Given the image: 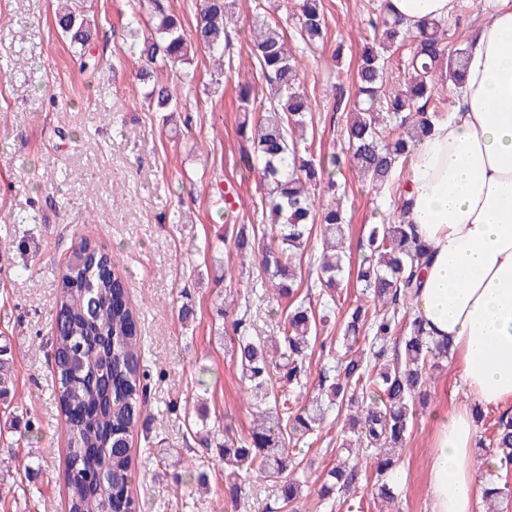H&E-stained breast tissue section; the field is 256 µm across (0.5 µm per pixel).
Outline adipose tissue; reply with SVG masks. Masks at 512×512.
<instances>
[{
  "instance_id": "ef3b65f1",
  "label": "adipose tissue",
  "mask_w": 512,
  "mask_h": 512,
  "mask_svg": "<svg viewBox=\"0 0 512 512\" xmlns=\"http://www.w3.org/2000/svg\"><path fill=\"white\" fill-rule=\"evenodd\" d=\"M469 45L454 112L413 149L407 218L429 263L414 312L448 339L477 402H512V0H492ZM455 0H390L404 26L445 20ZM433 512H474L475 424L467 406L436 415Z\"/></svg>"
}]
</instances>
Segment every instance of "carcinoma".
Listing matches in <instances>:
<instances>
[{
  "label": "carcinoma",
  "mask_w": 512,
  "mask_h": 512,
  "mask_svg": "<svg viewBox=\"0 0 512 512\" xmlns=\"http://www.w3.org/2000/svg\"><path fill=\"white\" fill-rule=\"evenodd\" d=\"M151 4L153 34L141 38L144 21L134 14L124 25V43L127 53L144 59L137 80L145 86V98L161 112H177L181 102L173 94L172 79L192 85L194 76L186 65L199 48L224 59L235 23L234 0H202L189 31L164 0ZM378 11L369 20L371 43L358 62L356 99L344 113L343 125L352 169L379 193L397 189L399 214L389 224L370 225L363 243L370 255L357 272L364 300L343 314L337 373L332 377L329 369H322L316 394L302 406L298 393L308 386L311 352L326 347L319 341L325 317L316 316L314 302L326 309L344 287L343 242L348 229L340 205L317 208L315 187H336L343 161L335 153L316 154L314 141L300 134L312 122V109L300 86L288 36L280 24L258 11L254 14L252 52L272 97L261 105L250 161L263 190L261 210L275 223L276 235L257 247L260 225L242 224L233 250L244 260L261 253L275 294L290 300V305L283 335L271 344L247 332V304L224 325L258 417L247 434L235 432L226 422L224 442L206 443L216 447L224 462V497L231 500L246 495L257 475L279 484L282 506H292L302 496L313 463L292 457L287 445L318 435L329 412L351 408L355 414L337 436L336 465L323 474L317 506L333 508V495L356 487L354 460L361 455L373 459L376 495L394 500L386 476L395 466L417 405L424 404L429 372L452 354L449 341L430 336L414 314L417 276L427 255L414 225L403 220L407 207L400 174L412 149L439 119L426 111L437 80L460 85L468 48L447 44L440 21L412 31L390 14L389 3L380 4ZM57 26L73 43L84 46L90 40V20L80 0H71L57 16ZM295 27L308 46L324 41L323 0H299ZM407 39L413 42L407 70L396 90L383 97L386 53ZM316 225L322 253L304 279L298 252ZM111 264L109 252L82 238L71 247L59 273L51 375L67 423L68 512H135L127 489L132 475L129 437L141 421L149 373L143 365L139 317L128 301L124 279L107 271ZM395 338L396 360L387 361L386 346ZM272 368L282 373L277 386L271 383ZM485 454L497 457L503 469L512 467V413L504 411L494 421ZM183 468L184 473L174 474L178 485L184 484L185 476L201 489L207 485L206 471L192 463ZM511 498L512 490L496 482L483 488L488 512H496Z\"/></svg>",
  "instance_id": "1"
}]
</instances>
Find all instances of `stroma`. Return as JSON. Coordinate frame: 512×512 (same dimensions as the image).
<instances>
[{
    "mask_svg": "<svg viewBox=\"0 0 512 512\" xmlns=\"http://www.w3.org/2000/svg\"><path fill=\"white\" fill-rule=\"evenodd\" d=\"M266 15L288 30L303 90L313 102L307 130L322 153H343L333 113L351 106L353 80L380 0H324L328 30L307 48L293 35L297 0H263ZM56 0H0V361L13 388L0 403V512H67L66 424L51 378V332L57 274L71 244L87 237L112 256L140 316L144 364L151 373L143 415L147 429L130 438L128 493L135 512H278L272 482L253 480L236 503L224 499V468L198 433L203 423L232 419L248 432L255 412L247 383L222 332L220 302L250 304L251 335L281 336L289 302L275 299L257 261H239L227 248L235 224L257 221L261 191L248 167L252 143L241 131L239 86L253 101L269 87L250 57L254 0H238L230 75H219L207 51L191 61L196 79L181 90L185 107L158 112L143 97L138 64L126 55L121 27L131 13L148 15L150 0H87L94 22L89 44L104 64L82 73L80 45L58 32ZM488 18L485 0H457L445 23L449 44L467 43ZM342 46L341 57L332 49ZM338 180L340 195L317 192L325 206L341 200L350 222L351 267L365 256L368 224L394 216L396 197L376 193L351 169ZM195 314L182 319L181 308ZM429 402L419 411L388 482L397 501L388 512H431L429 481L433 412L475 406L456 358L431 373ZM342 426L329 417L317 440L292 448L314 460L296 512L317 503L319 477L336 463ZM179 449L210 475V489L177 488L173 468L161 462Z\"/></svg>",
    "mask_w": 512,
    "mask_h": 512,
    "instance_id": "obj_1",
    "label": "stroma"
}]
</instances>
